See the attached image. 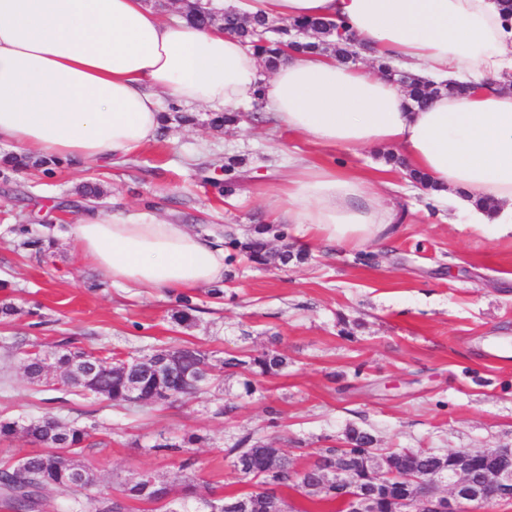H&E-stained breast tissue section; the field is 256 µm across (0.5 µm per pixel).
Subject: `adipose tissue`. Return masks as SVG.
I'll return each mask as SVG.
<instances>
[{"label": "adipose tissue", "mask_w": 512, "mask_h": 512, "mask_svg": "<svg viewBox=\"0 0 512 512\" xmlns=\"http://www.w3.org/2000/svg\"><path fill=\"white\" fill-rule=\"evenodd\" d=\"M241 19L323 17L377 56L470 92L409 111L403 88L370 66L286 55L271 73L236 34L164 18L144 0H0V145L78 168L154 141L167 102L214 112L263 101L275 123L357 152L395 148L431 197L471 228L512 234V17L500 0H213ZM275 221L328 246L387 235L399 214L375 182L312 161L276 189ZM80 256L115 283L183 292L223 281L224 243L149 213H83Z\"/></svg>", "instance_id": "obj_1"}]
</instances>
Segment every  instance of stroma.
Masks as SVG:
<instances>
[{
    "label": "stroma",
    "mask_w": 512,
    "mask_h": 512,
    "mask_svg": "<svg viewBox=\"0 0 512 512\" xmlns=\"http://www.w3.org/2000/svg\"><path fill=\"white\" fill-rule=\"evenodd\" d=\"M242 113L239 125L217 130L207 109H195V123L171 126L130 161L65 164L50 179L33 170L0 176V284H9L0 300L16 307L0 314V419L53 415L86 428L78 459L115 498L142 471L162 479L182 471L210 498L248 491L225 450L250 432L288 451L300 469L318 449L342 445L351 427L380 448H512V237L457 223L446 202L428 198L381 150H326L275 125L262 105ZM224 155L243 165L223 197L196 171ZM299 158L376 179L384 205L401 216L388 242L336 250L289 226L288 244L305 260L267 270L237 254L221 296L191 290L200 312L188 328L171 319L175 296L101 287V274L72 247L84 204L77 189L88 181L100 184L112 212L147 207L193 229L229 224L246 239L272 221L262 190ZM20 215L36 227L53 224V255L40 261L18 248L10 228ZM66 336L119 358L192 343L216 365L265 351L288 364L250 394L243 374L224 370L207 393L171 408L128 410L80 394L60 402L53 388L29 383L6 346L49 350ZM223 405L230 413L219 414ZM192 433L201 441L189 467L182 454L153 450Z\"/></svg>",
    "instance_id": "1"
}]
</instances>
